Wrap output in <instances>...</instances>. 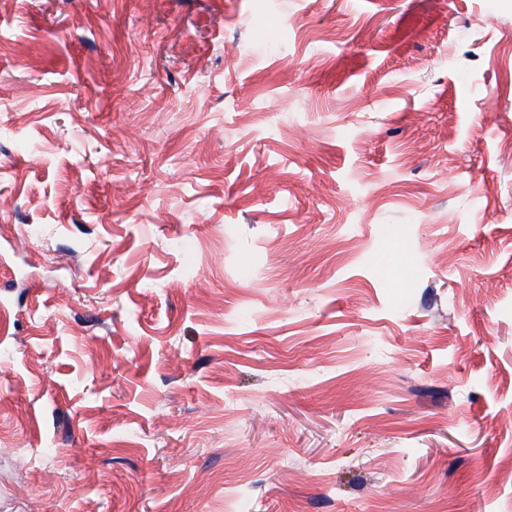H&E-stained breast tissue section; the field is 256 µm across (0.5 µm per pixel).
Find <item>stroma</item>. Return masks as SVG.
Instances as JSON below:
<instances>
[{"mask_svg":"<svg viewBox=\"0 0 512 512\" xmlns=\"http://www.w3.org/2000/svg\"><path fill=\"white\" fill-rule=\"evenodd\" d=\"M0 512H512V0H0Z\"/></svg>","mask_w":512,"mask_h":512,"instance_id":"1","label":"stroma"}]
</instances>
